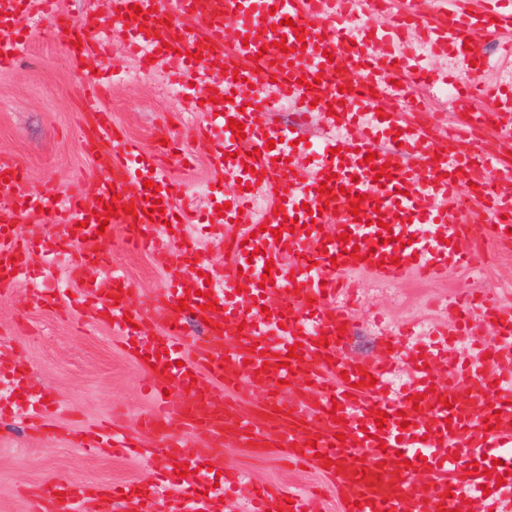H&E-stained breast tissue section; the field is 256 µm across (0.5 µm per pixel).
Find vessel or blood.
<instances>
[{
    "label": "vessel or blood",
    "mask_w": 512,
    "mask_h": 512,
    "mask_svg": "<svg viewBox=\"0 0 512 512\" xmlns=\"http://www.w3.org/2000/svg\"><path fill=\"white\" fill-rule=\"evenodd\" d=\"M53 2L0 0V69L28 51L24 19L50 17ZM388 2L349 0L341 9L336 0H175L170 12L162 0H114L111 20L70 25L80 61L106 58L101 35L113 22L122 26L142 70L166 62L179 86L202 65L223 67L217 102L198 107L203 121L196 138L227 177L241 181L224 218L241 221L242 228L224 238L223 284L207 285L194 242L170 241L171 229L189 224L191 213L163 178L161 153L142 152L103 109L89 113L82 142L94 172L69 192L51 180L30 187L25 170L0 156V292L37 278V250L65 260L69 279L81 284L82 303L109 315L128 355L147 367L154 408L142 423L164 434L150 450L159 469L153 483L103 490L75 481L58 490L46 486L33 494L35 512H82L91 498L99 512L116 506L122 512H320L316 500L275 486L234 501L241 475L224 465L225 451L233 448L265 454L276 448L289 463L320 470L341 512H455L466 503L505 512L512 505V370L499 366L502 355H512V307L484 294L472 297L453 331L433 326L423 337L413 330L385 337L393 352L381 359L349 356L348 336L340 331L351 320L349 272L368 269L387 284L408 270L437 277L451 266L478 267L484 241L512 246V230L501 222L512 213V88L489 93L479 82L482 42L512 30V0H483L477 14L457 0L454 9L429 17L417 0L393 13ZM369 13L391 18L377 52L371 49L377 39L360 21ZM412 29L424 31L431 51L448 52L466 68L469 83L454 97L463 115L458 128L440 131L421 109H399L411 101L407 83L427 78L412 73L395 51ZM348 70L357 74L349 85L343 80ZM259 71L268 79L265 89L244 99L245 80ZM484 94L494 110L476 107ZM288 99L304 112L335 110L305 166L292 159L294 129L281 130L271 147L254 120L253 107L270 112ZM233 120L243 123L242 133L232 131ZM465 139L475 151L462 148ZM370 152L376 158L369 164L364 156ZM414 157L424 169L411 165ZM382 165L390 176L379 184L375 169ZM476 170L485 178L468 188ZM132 184L139 187L133 213L110 216L108 225L171 274L166 291L149 300L148 319L118 296L128 281L112 268V235L100 233L93 207L99 200L117 205L118 194ZM257 185L266 190L259 211L250 192ZM356 199L361 206L354 215ZM474 207L489 223L467 224ZM40 213L55 224L53 237L18 233L20 217ZM383 216L390 219L385 228L378 225ZM423 224L432 233H420ZM267 271L268 284L262 281ZM206 289L215 301L207 309L201 306ZM274 294L280 297L275 304ZM186 312L207 319L204 343L185 345ZM479 327L492 333V343L478 338ZM282 356L287 365H279ZM366 373L376 377L375 385L362 384ZM174 383L182 388L176 399L166 395ZM253 388L266 389L268 397L243 411L240 398ZM379 411L387 414L381 425ZM199 436L212 450L209 459L195 446ZM81 444L125 456L137 448L112 425ZM495 456L502 464H492ZM181 463L190 485L220 473L223 494H170L166 473Z\"/></svg>",
    "instance_id": "b4317fda"
}]
</instances>
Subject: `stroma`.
I'll list each match as a JSON object with an SVG mask.
<instances>
[{
    "instance_id": "35a3bbf8",
    "label": "stroma",
    "mask_w": 512,
    "mask_h": 512,
    "mask_svg": "<svg viewBox=\"0 0 512 512\" xmlns=\"http://www.w3.org/2000/svg\"><path fill=\"white\" fill-rule=\"evenodd\" d=\"M110 43L108 62L89 63L98 77L112 85L111 96L100 100L99 106L111 112L113 122L145 151H155L165 141L179 146V153L167 160V175L184 184L191 203L194 221L184 232L199 243L202 259L211 271L221 272L224 240L207 219L211 210L235 193L237 185L197 153L190 136L202 118L194 110L193 99L204 96L216 74L211 71L200 76L193 86V98L186 99L173 93L166 67L141 72L120 27L111 28ZM83 78L74 67L68 40L48 22L35 24L28 57L13 69L0 71V153L27 169L30 186L51 178L65 192L92 171L82 149L79 121L86 104L80 94ZM259 122L267 129L296 125L305 142L312 143L325 133L330 118L324 112L302 113L292 103L284 111L260 112ZM185 153L195 154L193 167L182 165ZM488 254L478 279L454 269L437 280L408 272L396 283L383 286L371 271L355 272L358 298L352 354H383L379 338L389 328L452 325L454 304L465 293L491 290L504 304L512 305V251L492 248ZM112 262L124 271L135 306H142L168 283L167 274L148 253L128 251L117 234L112 237ZM41 286L57 292V305L36 306L22 287L0 295V347L14 351L30 382L59 410L37 428L19 418L0 419V512H32L28 491L45 482L144 485L153 475L152 464L144 459L117 458L106 449L94 454L81 449V432L112 415L141 442H157V435L139 427L150 408L147 375L126 355L121 338L113 336L93 309L73 306L71 295L77 286L66 280L61 270H51ZM227 460L243 475L237 488L240 498L249 496L253 483L276 482L325 494L324 512H339L327 480L314 469L291 468L277 456L258 457L241 451L228 452Z\"/></svg>"
}]
</instances>
